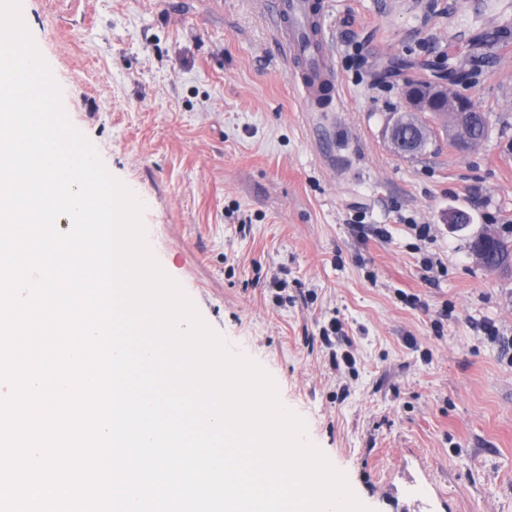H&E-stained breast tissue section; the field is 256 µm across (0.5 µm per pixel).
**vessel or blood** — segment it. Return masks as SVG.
Masks as SVG:
<instances>
[{
	"label": "vessel or blood",
	"mask_w": 512,
	"mask_h": 512,
	"mask_svg": "<svg viewBox=\"0 0 512 512\" xmlns=\"http://www.w3.org/2000/svg\"><path fill=\"white\" fill-rule=\"evenodd\" d=\"M272 23L277 41L284 52L299 66L294 81L302 100L311 110L324 109L325 95L336 88L335 59L326 44L312 46L303 39L309 21L324 22V0H271Z\"/></svg>",
	"instance_id": "obj_1"
}]
</instances>
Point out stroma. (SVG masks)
Segmentation results:
<instances>
[{
	"instance_id": "35a3bbf8",
	"label": "stroma",
	"mask_w": 512,
	"mask_h": 512,
	"mask_svg": "<svg viewBox=\"0 0 512 512\" xmlns=\"http://www.w3.org/2000/svg\"><path fill=\"white\" fill-rule=\"evenodd\" d=\"M327 2V112L307 111L260 0H28L24 19L72 124L145 203L163 269L361 501L512 512V366L481 329L512 336V274L469 248L512 235V0ZM399 58L454 74L487 139L397 156ZM455 209L466 231L449 229ZM332 318L345 338L330 349Z\"/></svg>"
}]
</instances>
